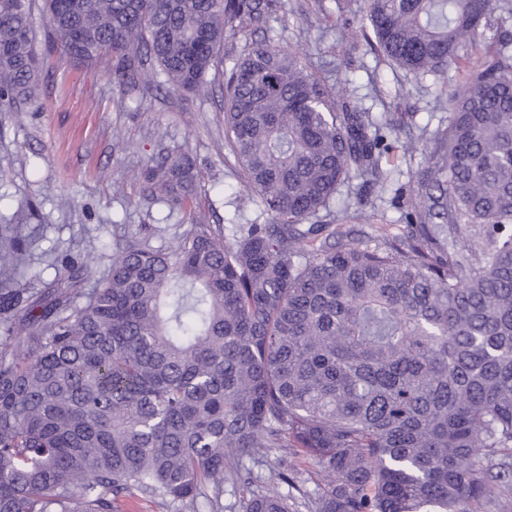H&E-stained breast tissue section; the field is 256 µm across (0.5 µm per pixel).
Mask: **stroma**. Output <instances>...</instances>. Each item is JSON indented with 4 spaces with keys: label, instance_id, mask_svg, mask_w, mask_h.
<instances>
[{
    "label": "stroma",
    "instance_id": "obj_1",
    "mask_svg": "<svg viewBox=\"0 0 512 512\" xmlns=\"http://www.w3.org/2000/svg\"><path fill=\"white\" fill-rule=\"evenodd\" d=\"M287 23L244 31L224 42L232 66L255 40L298 51L311 72L367 111L401 112L414 133L433 130L444 117L440 84L417 77L371 52L363 38H341L342 23L362 24L360 13L340 15L337 0H283ZM37 51L43 52L32 104H0V225L25 218L22 273L32 287L55 281L67 260L89 266L94 287L111 265L112 227L146 225L152 245L165 246L203 216L230 232L234 215L266 222L257 196L240 191L224 141V81L215 77L200 92L181 94L143 78L119 79L112 63L75 66L46 52L44 21L34 18ZM182 148L198 171L193 198L182 209L148 189L143 173L160 150ZM417 168L402 151L384 163L387 181L368 209L367 221L344 224L349 239L400 232L399 188L412 186Z\"/></svg>",
    "mask_w": 512,
    "mask_h": 512
}]
</instances>
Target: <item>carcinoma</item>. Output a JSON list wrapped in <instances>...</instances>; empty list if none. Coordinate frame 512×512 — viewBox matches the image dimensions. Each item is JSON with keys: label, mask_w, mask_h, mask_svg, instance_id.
Instances as JSON below:
<instances>
[{"label": "carcinoma", "mask_w": 512, "mask_h": 512, "mask_svg": "<svg viewBox=\"0 0 512 512\" xmlns=\"http://www.w3.org/2000/svg\"><path fill=\"white\" fill-rule=\"evenodd\" d=\"M31 0H0V98L34 101ZM371 46L448 86L415 137L367 112L298 53L250 44L226 80L224 139L267 224H193L163 248L130 224L86 291L69 265L18 277L0 226V512H113L121 495L178 512H478L512 481V0H363ZM280 0H44L45 37L118 78L155 60L204 89L224 40ZM484 46L477 61L472 51ZM463 73L458 85L448 73ZM423 141L403 235L336 243L351 174ZM185 151L147 170L180 207ZM326 474L309 490L288 456ZM274 461L282 492L244 459ZM497 466V473L483 461Z\"/></svg>", "instance_id": "1"}]
</instances>
